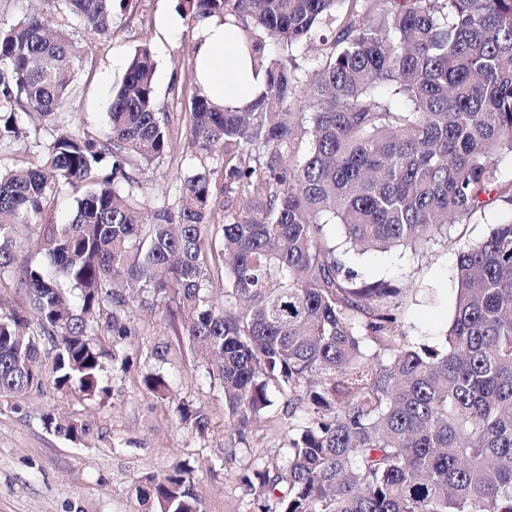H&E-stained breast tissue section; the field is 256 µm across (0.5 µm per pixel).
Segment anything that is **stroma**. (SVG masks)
<instances>
[{
    "label": "stroma",
    "mask_w": 512,
    "mask_h": 512,
    "mask_svg": "<svg viewBox=\"0 0 512 512\" xmlns=\"http://www.w3.org/2000/svg\"><path fill=\"white\" fill-rule=\"evenodd\" d=\"M176 5L177 0H132L109 32L97 34L56 9L52 0H0L1 28L44 15L54 27L73 33L83 47L87 64L77 70L59 120L91 139L109 134L107 107L113 92L129 58L139 46L149 45L156 97L169 117L170 148L160 160L141 166L137 176L145 200L171 208L179 203L183 176L201 167L218 172L224 163L221 151L205 153L189 145L198 22L183 16L174 34H161L160 14L175 13ZM76 197L68 189L51 194L39 223L19 227L16 251L21 260L46 262L37 246L40 227L69 223ZM511 215L494 202L471 223L452 227L450 242L431 244L424 253L400 247L355 255L350 265L368 282L434 289L436 303L407 307L404 326L410 336L436 345L453 315L458 251ZM122 316L129 333L119 343L122 363L104 364L106 395L82 400L48 382L23 399L0 398V512H139L136 486L146 475L163 474L177 463L191 468L206 512H257L253 495L238 476L251 463L253 449L275 457L287 447L292 436L287 394H275L264 419L237 439L225 425L223 390L188 340L177 297L135 294ZM149 373L165 376L167 397L145 387L143 378ZM181 404L207 417L204 432L180 423L176 408ZM49 414L84 424L82 441L74 444L47 431L44 418Z\"/></svg>",
    "instance_id": "stroma-1"
}]
</instances>
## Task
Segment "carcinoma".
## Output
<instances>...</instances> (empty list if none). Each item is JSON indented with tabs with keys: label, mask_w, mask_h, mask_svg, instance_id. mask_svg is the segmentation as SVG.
I'll return each mask as SVG.
<instances>
[{
	"label": "carcinoma",
	"mask_w": 512,
	"mask_h": 512,
	"mask_svg": "<svg viewBox=\"0 0 512 512\" xmlns=\"http://www.w3.org/2000/svg\"><path fill=\"white\" fill-rule=\"evenodd\" d=\"M96 33L130 0H53ZM195 19L231 15L265 70L242 110L201 86L190 144L224 151L217 179L185 175L177 209L146 211L133 159L169 150L154 60L139 47L94 140L56 123L82 49L48 18L0 29V143L20 113L49 125L40 159L0 167V285L20 277L30 313L0 312V397L51 381L91 400L103 358H120L126 326L115 283L156 295L175 288L189 340L215 362L241 434L288 393L298 437L276 459L253 456L239 482L259 512H512V218L457 257L445 345L415 341L401 319L416 296L356 281L339 224L361 254L448 239L490 199L512 210V0H178ZM302 50L306 65L297 63ZM306 140L305 151L296 141ZM81 184L67 224H43L47 265H19L18 226L49 193ZM234 194L240 209L217 197ZM224 273V302L207 293ZM161 396L163 375L147 374ZM180 420L202 432L186 407ZM76 443L83 424L46 418ZM148 512H205L181 464L136 487Z\"/></svg>",
	"instance_id": "obj_1"
}]
</instances>
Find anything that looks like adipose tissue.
I'll use <instances>...</instances> for the list:
<instances>
[{
  "label": "adipose tissue",
  "instance_id": "1",
  "mask_svg": "<svg viewBox=\"0 0 512 512\" xmlns=\"http://www.w3.org/2000/svg\"><path fill=\"white\" fill-rule=\"evenodd\" d=\"M196 41L197 78L214 105L242 108L265 90V72L243 54V35L234 17L206 19Z\"/></svg>",
  "mask_w": 512,
  "mask_h": 512
}]
</instances>
